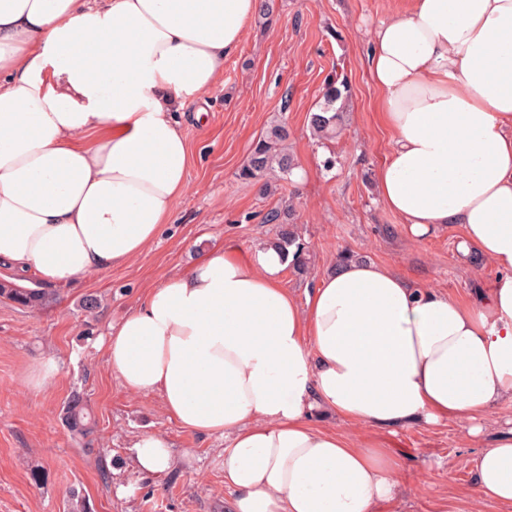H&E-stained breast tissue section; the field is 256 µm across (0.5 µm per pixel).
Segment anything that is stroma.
<instances>
[{
    "label": "stroma",
    "mask_w": 512,
    "mask_h": 512,
    "mask_svg": "<svg viewBox=\"0 0 512 512\" xmlns=\"http://www.w3.org/2000/svg\"><path fill=\"white\" fill-rule=\"evenodd\" d=\"M409 5L271 0L270 15L256 16L204 102H188L180 112L191 151L188 187L160 238L110 271L46 289L42 307L0 298V512H64L74 488L89 496L93 512H224L223 438L181 426L157 396L124 388L107 366L101 340L149 288L188 268L202 250L232 242L247 251L275 238V225L263 221L271 210H290L308 246V272H283L284 286L300 300L344 249L461 301L496 279L497 270L483 258L459 263L460 227L413 241L376 193L375 173L390 135L375 116L368 36L379 19ZM335 77L351 89L343 131L321 140L309 116ZM278 120L288 125L289 150L306 177L281 182L267 195L237 172L253 143ZM329 157L336 163L328 170L323 162ZM90 299L95 306L89 310ZM50 358L57 365L50 381L31 388L28 378ZM76 391L97 421L99 447L92 452L62 423L63 407ZM313 422L356 440L375 439L398 456L402 495L386 512H504L471 497L473 478L464 460L472 448L459 424L378 430L333 417ZM144 434L172 443L182 457L173 471L155 478L137 469L132 446Z\"/></svg>",
    "instance_id": "35a3bbf8"
}]
</instances>
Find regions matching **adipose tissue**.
<instances>
[{
    "instance_id": "obj_1",
    "label": "adipose tissue",
    "mask_w": 512,
    "mask_h": 512,
    "mask_svg": "<svg viewBox=\"0 0 512 512\" xmlns=\"http://www.w3.org/2000/svg\"><path fill=\"white\" fill-rule=\"evenodd\" d=\"M259 0H0V265L57 287L139 255L187 190L177 119L219 81ZM392 143L375 179L414 240L459 226L460 260L499 272L463 304L373 261L305 301L272 243L211 248L110 325L121 385L181 426L226 436L224 512H381L400 463L378 429L463 422L480 443L512 405V0H411L371 36ZM481 445V443H480ZM137 466L178 458L149 434ZM470 494L512 512V423L466 458Z\"/></svg>"
}]
</instances>
